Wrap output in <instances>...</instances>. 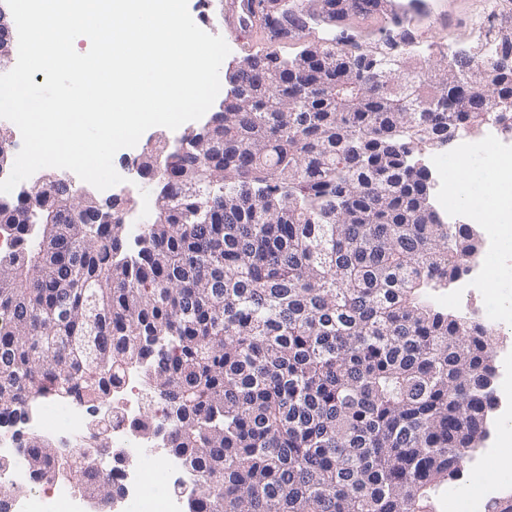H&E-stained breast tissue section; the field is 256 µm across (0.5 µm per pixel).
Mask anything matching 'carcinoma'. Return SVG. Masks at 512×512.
I'll return each mask as SVG.
<instances>
[{"label": "carcinoma", "mask_w": 512, "mask_h": 512, "mask_svg": "<svg viewBox=\"0 0 512 512\" xmlns=\"http://www.w3.org/2000/svg\"><path fill=\"white\" fill-rule=\"evenodd\" d=\"M319 10L333 37L245 57L224 73L223 121L142 157L158 191L136 254L100 202L70 222L63 186L0 209V426L30 482L61 468L24 437L31 404L79 399L98 426L133 371L198 475L187 512H434L488 438L493 328L434 300L478 239L434 209L418 157L512 102V58L491 23L480 57L432 74L398 28L357 36L348 0ZM65 465L91 496L121 490Z\"/></svg>", "instance_id": "carcinoma-1"}]
</instances>
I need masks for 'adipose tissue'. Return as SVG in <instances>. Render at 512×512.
Returning <instances> with one entry per match:
<instances>
[{
	"mask_svg": "<svg viewBox=\"0 0 512 512\" xmlns=\"http://www.w3.org/2000/svg\"><path fill=\"white\" fill-rule=\"evenodd\" d=\"M483 180L487 185L484 193L472 196L466 194L463 184H454L455 193L464 197L465 204L476 212L490 214L497 222V235L502 246L512 247V208L506 203L512 192V165L500 162L495 152H487L483 159Z\"/></svg>",
	"mask_w": 512,
	"mask_h": 512,
	"instance_id": "adipose-tissue-1",
	"label": "adipose tissue"
}]
</instances>
